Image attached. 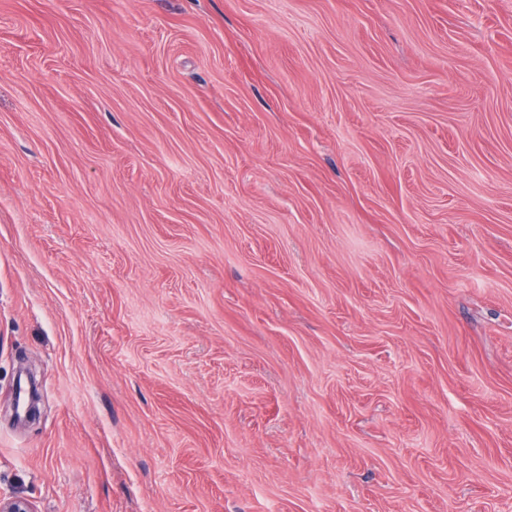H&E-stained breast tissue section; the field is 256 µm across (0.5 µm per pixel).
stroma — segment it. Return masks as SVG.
Returning a JSON list of instances; mask_svg holds the SVG:
<instances>
[{"label":"stroma","mask_w":512,"mask_h":512,"mask_svg":"<svg viewBox=\"0 0 512 512\" xmlns=\"http://www.w3.org/2000/svg\"><path fill=\"white\" fill-rule=\"evenodd\" d=\"M0 496L512 512V0H0Z\"/></svg>","instance_id":"obj_1"}]
</instances>
